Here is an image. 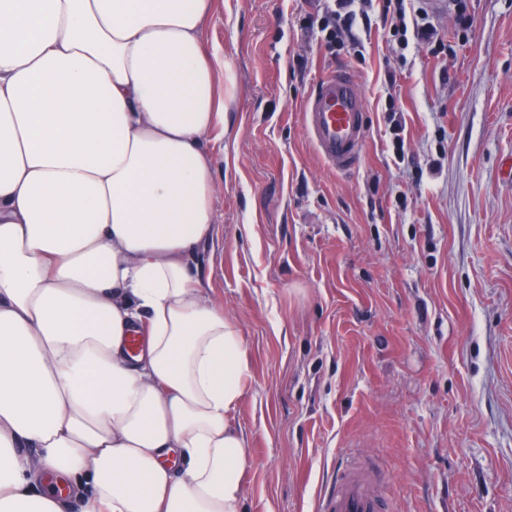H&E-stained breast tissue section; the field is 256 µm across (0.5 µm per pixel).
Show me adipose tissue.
Listing matches in <instances>:
<instances>
[{"label": "adipose tissue", "instance_id": "ef3b65f1", "mask_svg": "<svg viewBox=\"0 0 512 512\" xmlns=\"http://www.w3.org/2000/svg\"><path fill=\"white\" fill-rule=\"evenodd\" d=\"M212 11L0 0V512H244L248 353L196 261Z\"/></svg>", "mask_w": 512, "mask_h": 512}]
</instances>
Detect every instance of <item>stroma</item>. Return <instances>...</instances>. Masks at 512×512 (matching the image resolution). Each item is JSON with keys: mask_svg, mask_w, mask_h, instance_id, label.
Wrapping results in <instances>:
<instances>
[{"mask_svg": "<svg viewBox=\"0 0 512 512\" xmlns=\"http://www.w3.org/2000/svg\"><path fill=\"white\" fill-rule=\"evenodd\" d=\"M466 5L465 33L430 12L440 55L375 29L357 56L323 46L325 0H214L221 233L199 261L249 355L246 512H316L352 462L388 512H512V0ZM339 68L368 129L342 174L301 116Z\"/></svg>", "mask_w": 512, "mask_h": 512, "instance_id": "obj_1", "label": "stroma"}]
</instances>
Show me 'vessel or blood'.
I'll return each mask as SVG.
<instances>
[{"instance_id":"1","label":"vessel or blood","mask_w":512,"mask_h":512,"mask_svg":"<svg viewBox=\"0 0 512 512\" xmlns=\"http://www.w3.org/2000/svg\"><path fill=\"white\" fill-rule=\"evenodd\" d=\"M365 101L354 74L339 69L322 78L302 109L312 144L332 170L355 167L367 138ZM320 512H384L371 474L349 465L338 471L319 505Z\"/></svg>"}]
</instances>
